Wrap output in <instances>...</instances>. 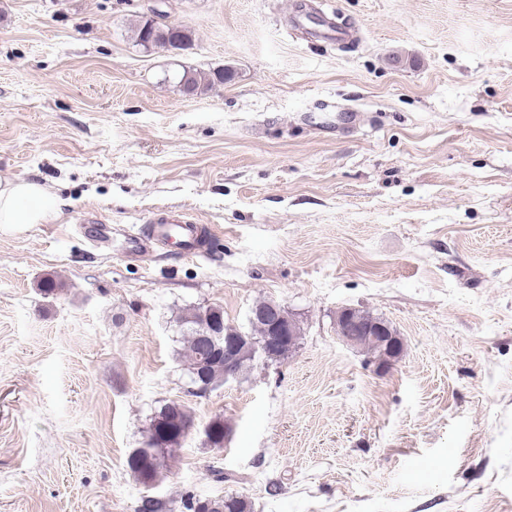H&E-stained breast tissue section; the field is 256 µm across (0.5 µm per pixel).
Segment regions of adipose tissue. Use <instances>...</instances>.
<instances>
[{"label": "adipose tissue", "instance_id": "obj_1", "mask_svg": "<svg viewBox=\"0 0 512 512\" xmlns=\"http://www.w3.org/2000/svg\"><path fill=\"white\" fill-rule=\"evenodd\" d=\"M59 205L58 195L35 180L0 179V224H42L55 216Z\"/></svg>", "mask_w": 512, "mask_h": 512}]
</instances>
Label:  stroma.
Here are the masks:
<instances>
[{"instance_id":"stroma-1","label":"stroma","mask_w":512,"mask_h":512,"mask_svg":"<svg viewBox=\"0 0 512 512\" xmlns=\"http://www.w3.org/2000/svg\"><path fill=\"white\" fill-rule=\"evenodd\" d=\"M155 12L193 49L138 47ZM182 65L234 76L188 98ZM12 178L61 207L0 229V512H512V0H0ZM156 212L213 229L206 254H127ZM264 297L295 352L188 394L179 311L243 327ZM343 307L401 358L339 341ZM170 401L194 429L146 485L126 459ZM199 496L192 494L185 499L187 512H253L251 502L240 496Z\"/></svg>"}]
</instances>
